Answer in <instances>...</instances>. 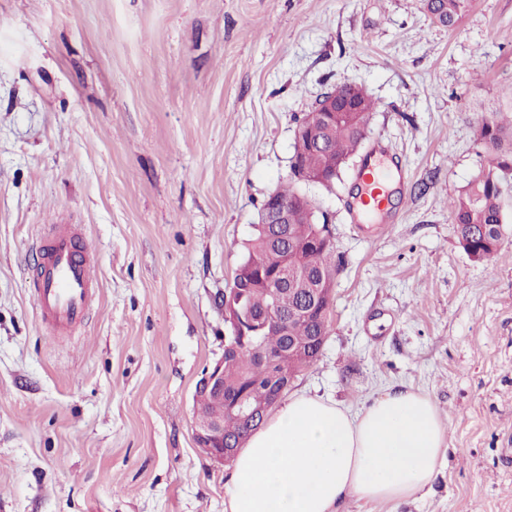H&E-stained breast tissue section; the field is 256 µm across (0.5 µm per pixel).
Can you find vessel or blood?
<instances>
[{"label":"vessel or blood","mask_w":512,"mask_h":512,"mask_svg":"<svg viewBox=\"0 0 512 512\" xmlns=\"http://www.w3.org/2000/svg\"><path fill=\"white\" fill-rule=\"evenodd\" d=\"M395 165L388 144L375 143L364 154L356 169L362 195L351 209L352 216L386 207L387 186L396 180ZM91 266L80 236L70 227H57L42 244L35 264L34 294L42 321L53 330L71 329L86 317L94 296Z\"/></svg>","instance_id":"b4317fda"}]
</instances>
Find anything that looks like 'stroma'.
<instances>
[{
  "label": "stroma",
  "instance_id": "1",
  "mask_svg": "<svg viewBox=\"0 0 512 512\" xmlns=\"http://www.w3.org/2000/svg\"><path fill=\"white\" fill-rule=\"evenodd\" d=\"M342 83L376 101L366 139L408 176L359 224L356 160L300 184L339 271L289 392L357 413L407 386L440 409L449 448L423 493L338 512H512V177L488 259L447 205L485 165L482 120L512 110V0H469L450 29L424 0H0V512H224L231 467L194 440L217 297L298 120ZM56 220L97 295L54 336L30 278Z\"/></svg>",
  "mask_w": 512,
  "mask_h": 512
}]
</instances>
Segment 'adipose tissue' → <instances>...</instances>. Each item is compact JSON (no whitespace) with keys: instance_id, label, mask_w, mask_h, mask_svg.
<instances>
[{"instance_id":"ef3b65f1","label":"adipose tissue","mask_w":512,"mask_h":512,"mask_svg":"<svg viewBox=\"0 0 512 512\" xmlns=\"http://www.w3.org/2000/svg\"><path fill=\"white\" fill-rule=\"evenodd\" d=\"M448 446L437 404L410 389L359 413L301 394L278 408L234 460L225 512H336L345 496L401 502L430 485Z\"/></svg>"}]
</instances>
